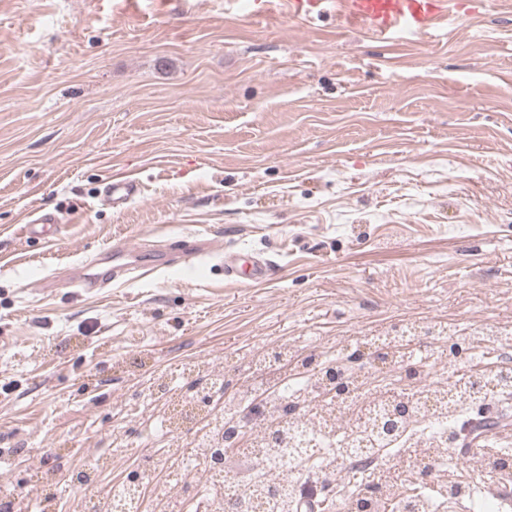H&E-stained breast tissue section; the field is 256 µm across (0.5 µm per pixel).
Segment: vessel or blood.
Listing matches in <instances>:
<instances>
[{
	"instance_id": "1",
	"label": "vessel or blood",
	"mask_w": 512,
	"mask_h": 512,
	"mask_svg": "<svg viewBox=\"0 0 512 512\" xmlns=\"http://www.w3.org/2000/svg\"><path fill=\"white\" fill-rule=\"evenodd\" d=\"M254 16L267 17L283 14L305 22H313L325 14L335 15L341 24L359 29L382 43L398 38L422 40L434 36L439 30L453 24L465 4L463 0H254ZM105 193L110 205L122 207L140 196L135 180L115 178L110 180ZM212 238L202 234L184 236L159 248L137 250L118 241L113 256L121 260V273L134 271L155 272L179 265L183 256L205 257L213 255ZM186 246V255H179V246ZM97 259L81 261L71 279L81 288H96L102 282L97 273ZM272 270L270 261L242 251L224 253V273L238 282H260Z\"/></svg>"
}]
</instances>
